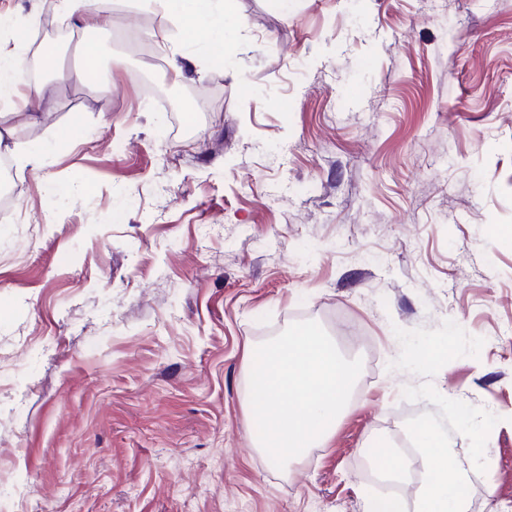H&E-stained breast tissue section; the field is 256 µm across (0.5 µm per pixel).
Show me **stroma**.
<instances>
[{
    "mask_svg": "<svg viewBox=\"0 0 512 512\" xmlns=\"http://www.w3.org/2000/svg\"><path fill=\"white\" fill-rule=\"evenodd\" d=\"M229 51L112 0L17 107L0 220V512H370L395 328L484 338L432 379L498 416L468 512H512V0H234ZM182 67L173 78L171 60ZM314 320L362 358L321 446L277 469L248 347Z\"/></svg>",
    "mask_w": 512,
    "mask_h": 512,
    "instance_id": "1",
    "label": "stroma"
}]
</instances>
